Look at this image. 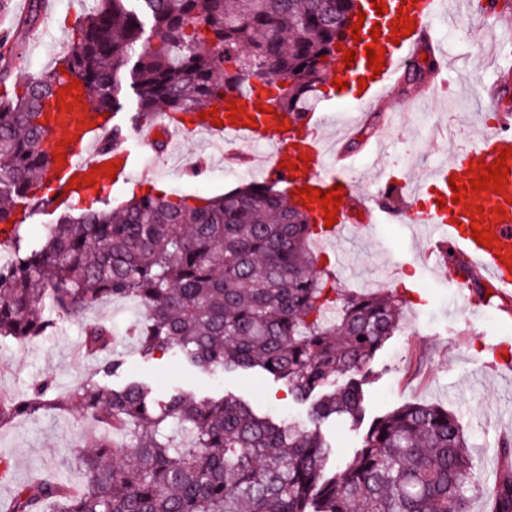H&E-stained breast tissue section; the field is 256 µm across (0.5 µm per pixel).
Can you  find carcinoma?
Here are the masks:
<instances>
[{
    "instance_id": "cac0c4a2",
    "label": "carcinoma",
    "mask_w": 512,
    "mask_h": 512,
    "mask_svg": "<svg viewBox=\"0 0 512 512\" xmlns=\"http://www.w3.org/2000/svg\"><path fill=\"white\" fill-rule=\"evenodd\" d=\"M355 0H96L54 66L7 88L19 38L0 37V224L51 203L39 195L56 162L45 122L59 89L79 81L101 115L121 109L129 88L136 116L194 112L241 91L252 77L284 112L310 110L335 58ZM435 69L413 60L408 84ZM282 84H276V81ZM31 245L13 221L0 240V341L50 335L57 309L136 299L148 311L134 336L146 355L173 353L211 372L260 368L307 400L317 419L362 422L363 392L377 352L399 329L389 293H347L315 270L321 226L272 184L219 197L151 192L119 213L57 207ZM364 340H359V337ZM87 354L98 372L124 359L112 332L93 323ZM45 378L22 398H0V428L78 408L95 428L79 438L77 482L42 473L10 492L7 512H468L474 485L459 418L431 403H406L373 421L352 457L338 462L321 435L276 423L246 403L198 399L175 389L153 397L145 382L120 387L91 375L66 394ZM190 434L173 443L168 428ZM485 489L488 512H512V440Z\"/></svg>"
}]
</instances>
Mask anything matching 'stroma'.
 I'll list each match as a JSON object with an SVG mask.
<instances>
[{
    "label": "stroma",
    "instance_id": "1",
    "mask_svg": "<svg viewBox=\"0 0 512 512\" xmlns=\"http://www.w3.org/2000/svg\"><path fill=\"white\" fill-rule=\"evenodd\" d=\"M446 10L431 23V47L437 64L445 65L427 90L415 91L396 82L384 96L371 101L338 100L331 84L318 87L314 112L317 135H329L338 119L358 115L359 121L339 141L350 152V175L371 202L384 198L386 182H406L430 174L453 153L477 144L481 135L504 129L512 133V92L491 93L505 78L485 63L475 42L488 23H495V50L501 65L512 63V28L477 8L460 13V0H445ZM93 0H43L34 32H23L24 61L11 80L20 84L50 69L61 42L72 41L77 18ZM387 136L384 158L371 153L364 139L369 122ZM248 165H228L195 136H187L177 152L163 151L142 160L127 182L101 192L111 209L132 193L160 186L180 195L218 196L245 181H264L252 157L257 150L237 144ZM430 247L423 227L403 224L400 213L390 220L366 225L353 242L337 245L341 264L332 272L344 287L356 292L389 291L401 305L395 336L370 366L364 387L366 419H373L412 402L435 403L454 411L471 446L475 476L490 482L497 470L494 449L500 438L512 436V367L494 362L491 350L501 337H512V314L486 307L471 286H462L445 265L428 259ZM143 315L134 301L115 299L69 313H56L57 327L49 336L18 344L0 342V395L22 397L43 378H52L58 391L71 389L83 376L96 372L95 359L74 356L88 324L111 326L115 348L124 357V370L112 385L143 380L164 390L178 385L203 398L226 394L255 409L302 426H311L313 403L289 395L282 381L260 369L213 373L178 365L169 357L147 358L132 339ZM88 422L79 409L20 418L0 428V457L11 463L10 485L34 475L67 472L76 452V435Z\"/></svg>",
    "mask_w": 512,
    "mask_h": 512
}]
</instances>
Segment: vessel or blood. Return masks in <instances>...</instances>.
<instances>
[{
	"label": "vessel or blood",
	"instance_id": "vessel-or-blood-1",
	"mask_svg": "<svg viewBox=\"0 0 512 512\" xmlns=\"http://www.w3.org/2000/svg\"><path fill=\"white\" fill-rule=\"evenodd\" d=\"M387 13H377L372 5H365L364 22L360 28L358 41L352 42L356 60L352 66H345L343 61H331L328 75L345 80L348 93L365 90L373 97L383 96L395 83L399 73L406 66L413 50L417 36L426 32L433 16L436 15L441 0H411L403 4L402 0H384ZM406 13L413 19L415 27L411 35L393 40L391 28L397 13ZM380 28V38H372L373 28ZM384 46V66L381 72H374L368 66L365 54L370 43ZM367 78L366 87H359V78ZM235 103L243 104L244 114L255 117L256 127L243 126L241 121L223 120L221 125H213L211 120L197 124L181 125L177 115L167 117L169 136L183 133L192 135L217 136L228 142L244 141L251 145L272 143L273 151L266 172L270 179L286 184L289 190L315 188L331 190L340 186L342 201L338 207L337 221L332 228L326 229L324 237L328 240H345L354 236L359 228L360 216L378 214L389 215L388 207H362L354 210L349 202L354 198L357 187L353 178L344 172L329 170L327 156L319 138L307 137L303 131V122L296 114L276 112L273 114L259 112L258 107L264 99L251 90L243 91L234 97ZM65 108L57 112L48 129L45 144L53 151L65 156L64 170L55 181L54 195L63 202L72 197L71 178H84L93 175L96 186H104L110 181L128 180L135 170L141 154L151 152L157 138V127L150 121L140 122L134 137H125L108 150L98 149L101 139L112 134L111 122L103 117L89 119L82 110L80 101L65 99ZM512 149V134L494 132L484 134L477 148L465 151L458 160L448 162L438 168L432 180L441 197L446 198L445 207H420L417 189L402 191L401 187H391L393 195L408 193L410 201L404 210L405 221L409 224H421L427 229L430 243L434 247L453 246L461 256L466 270L481 277L486 287L494 289L503 300L512 299V174L508 176L503 193L482 190L470 206L481 209L485 224L489 225L495 238L491 247L479 245L471 236V216L466 215L464 203L452 202L453 191L449 186L451 176L468 180L474 174L477 162L494 163L502 149ZM309 157V165L298 164V156ZM115 161L117 168L114 175H107L101 166L108 161Z\"/></svg>",
	"mask_w": 512,
	"mask_h": 512
}]
</instances>
